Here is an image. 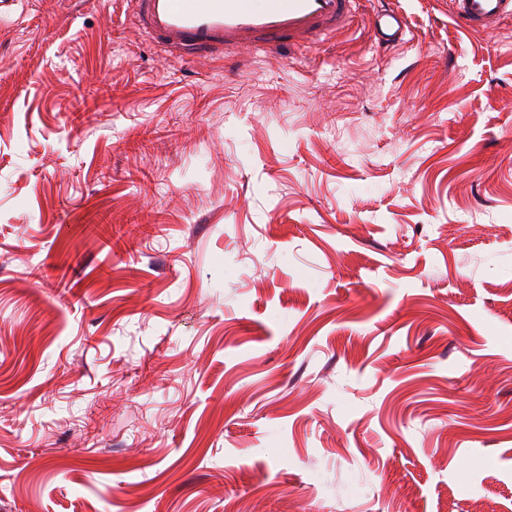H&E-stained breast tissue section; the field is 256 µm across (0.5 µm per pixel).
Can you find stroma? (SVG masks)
I'll return each instance as SVG.
<instances>
[{"instance_id":"1","label":"stroma","mask_w":512,"mask_h":512,"mask_svg":"<svg viewBox=\"0 0 512 512\" xmlns=\"http://www.w3.org/2000/svg\"><path fill=\"white\" fill-rule=\"evenodd\" d=\"M21 2L0 512H512V18L235 62Z\"/></svg>"}]
</instances>
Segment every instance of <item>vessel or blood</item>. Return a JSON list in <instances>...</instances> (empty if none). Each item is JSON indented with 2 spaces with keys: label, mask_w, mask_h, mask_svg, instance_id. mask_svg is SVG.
<instances>
[{
  "label": "vessel or blood",
  "mask_w": 512,
  "mask_h": 512,
  "mask_svg": "<svg viewBox=\"0 0 512 512\" xmlns=\"http://www.w3.org/2000/svg\"><path fill=\"white\" fill-rule=\"evenodd\" d=\"M356 0H133L136 24L166 52L234 59L243 51L322 42L350 25ZM455 22L473 32L512 17V0H449ZM401 13L377 12L372 25L379 47L403 44Z\"/></svg>",
  "instance_id": "b4317fda"
}]
</instances>
